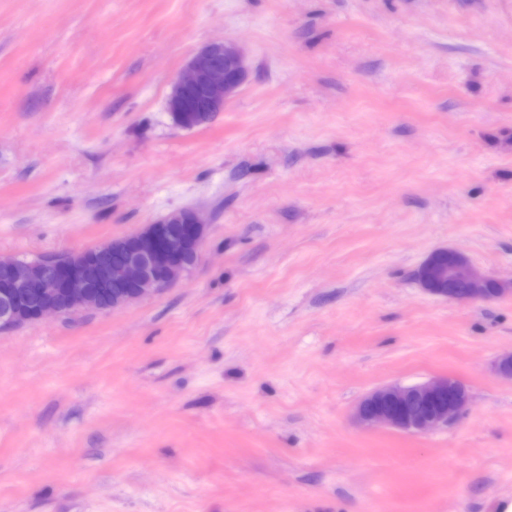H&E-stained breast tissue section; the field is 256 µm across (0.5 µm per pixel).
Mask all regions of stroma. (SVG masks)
<instances>
[{"label":"stroma","instance_id":"1","mask_svg":"<svg viewBox=\"0 0 512 512\" xmlns=\"http://www.w3.org/2000/svg\"><path fill=\"white\" fill-rule=\"evenodd\" d=\"M220 39L250 75L179 129ZM188 209L172 286L0 330V512H499L512 295L413 273L449 247L512 277V0H0V257ZM440 375L471 398L447 428L354 421ZM249 72L246 55L235 43L224 40L201 48L171 85L167 108L177 117V127L194 129L210 122L238 93Z\"/></svg>","mask_w":512,"mask_h":512}]
</instances>
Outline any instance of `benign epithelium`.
<instances>
[{"mask_svg":"<svg viewBox=\"0 0 512 512\" xmlns=\"http://www.w3.org/2000/svg\"><path fill=\"white\" fill-rule=\"evenodd\" d=\"M250 68L233 42H212L195 53L173 81L167 100L177 127L194 129L210 122L239 91ZM184 225L188 239L168 235V225ZM134 249L116 265L88 254L62 274L50 271L52 256L33 260L0 258L10 286L0 290V329L25 317L30 323L48 316H72L83 309L114 310L159 291L196 264L204 224L192 210L172 213L135 234ZM415 278L429 293L457 304H486L512 293V279L496 281L477 273L457 250L433 252ZM469 393L455 378L443 375L424 382L390 384L365 396L355 418L367 428L387 427L410 434H428L460 419Z\"/></svg>","mask_w":512,"mask_h":512,"instance_id":"1","label":"benign epithelium"}]
</instances>
